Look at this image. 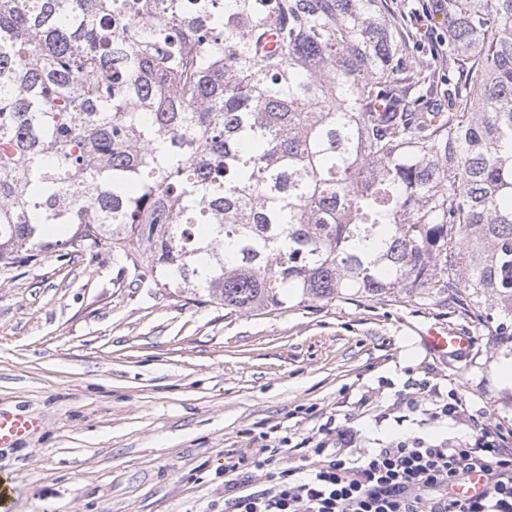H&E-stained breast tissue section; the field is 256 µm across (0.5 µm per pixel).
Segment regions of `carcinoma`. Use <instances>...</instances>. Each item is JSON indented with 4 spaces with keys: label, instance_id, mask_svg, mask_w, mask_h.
<instances>
[{
    "label": "carcinoma",
    "instance_id": "cac0c4a2",
    "mask_svg": "<svg viewBox=\"0 0 512 512\" xmlns=\"http://www.w3.org/2000/svg\"><path fill=\"white\" fill-rule=\"evenodd\" d=\"M426 5L0 0V265L58 229L231 311L398 297L512 340V0Z\"/></svg>",
    "mask_w": 512,
    "mask_h": 512
}]
</instances>
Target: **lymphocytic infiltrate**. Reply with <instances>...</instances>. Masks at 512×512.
Wrapping results in <instances>:
<instances>
[{
    "mask_svg": "<svg viewBox=\"0 0 512 512\" xmlns=\"http://www.w3.org/2000/svg\"><path fill=\"white\" fill-rule=\"evenodd\" d=\"M434 406L437 421L468 424L471 416L458 390L432 396L427 383L407 396L408 409ZM356 434L314 441L299 464L280 466L279 446L262 445L245 471L224 464V512H512V439L487 423L472 439L451 443L406 435L360 455L349 452ZM487 480L484 494L457 497L456 485L471 475Z\"/></svg>",
    "mask_w": 512,
    "mask_h": 512,
    "instance_id": "lymphocytic-infiltrate-1",
    "label": "lymphocytic infiltrate"
}]
</instances>
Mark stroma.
<instances>
[{"mask_svg":"<svg viewBox=\"0 0 512 512\" xmlns=\"http://www.w3.org/2000/svg\"><path fill=\"white\" fill-rule=\"evenodd\" d=\"M473 336L449 357L423 328ZM464 310L405 300L235 312L189 303L121 269L111 245L53 247L0 266V409L36 417L0 447L9 512H224V461L353 427L354 451L400 434L468 435L401 400L429 380L476 423L512 430V384Z\"/></svg>","mask_w":512,"mask_h":512,"instance_id":"stroma-1","label":"stroma"}]
</instances>
